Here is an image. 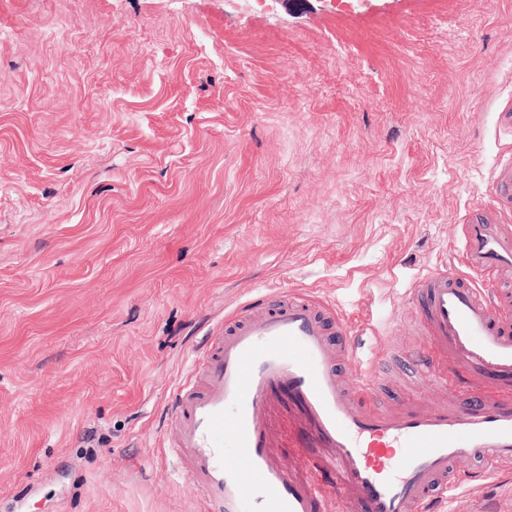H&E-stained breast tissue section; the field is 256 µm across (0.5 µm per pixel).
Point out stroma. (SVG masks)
<instances>
[{"label":"stroma","mask_w":512,"mask_h":512,"mask_svg":"<svg viewBox=\"0 0 512 512\" xmlns=\"http://www.w3.org/2000/svg\"><path fill=\"white\" fill-rule=\"evenodd\" d=\"M510 103L512 0H0V512H201L165 434L205 330L307 293L405 346Z\"/></svg>","instance_id":"35a3bbf8"}]
</instances>
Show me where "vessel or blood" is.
<instances>
[{"mask_svg":"<svg viewBox=\"0 0 512 512\" xmlns=\"http://www.w3.org/2000/svg\"><path fill=\"white\" fill-rule=\"evenodd\" d=\"M497 215L461 227L450 264L411 284L412 374L453 404L392 411L348 320L300 294L207 336L171 399L170 451L217 512H428L461 487L460 456L512 470V157L491 172ZM287 449V460L274 447Z\"/></svg>","mask_w":512,"mask_h":512,"instance_id":"b4317fda","label":"vessel or blood"}]
</instances>
